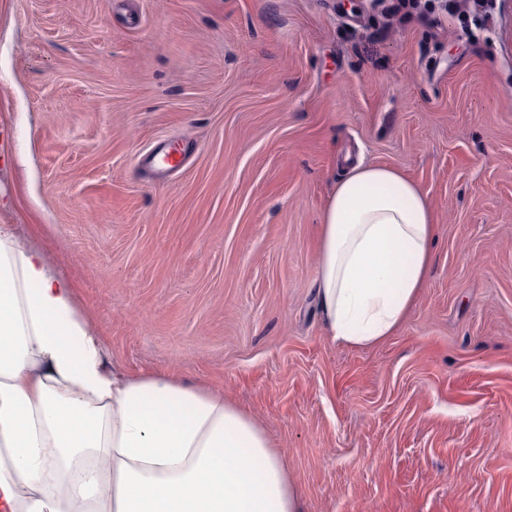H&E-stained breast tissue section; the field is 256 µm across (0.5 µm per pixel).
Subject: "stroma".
I'll return each instance as SVG.
<instances>
[{"instance_id":"1","label":"stroma","mask_w":512,"mask_h":512,"mask_svg":"<svg viewBox=\"0 0 512 512\" xmlns=\"http://www.w3.org/2000/svg\"><path fill=\"white\" fill-rule=\"evenodd\" d=\"M0 0V225L108 363L223 392L304 512H512V0ZM190 162L153 179L157 144ZM354 162L427 195L426 286L334 342L321 215Z\"/></svg>"}]
</instances>
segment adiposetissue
<instances>
[{
    "instance_id": "obj_1",
    "label": "adipose tissue",
    "mask_w": 512,
    "mask_h": 512,
    "mask_svg": "<svg viewBox=\"0 0 512 512\" xmlns=\"http://www.w3.org/2000/svg\"><path fill=\"white\" fill-rule=\"evenodd\" d=\"M420 188L357 163L321 219L317 297L335 341L392 335L425 286ZM43 254L0 226V512H302L278 448L218 391L108 368Z\"/></svg>"
}]
</instances>
